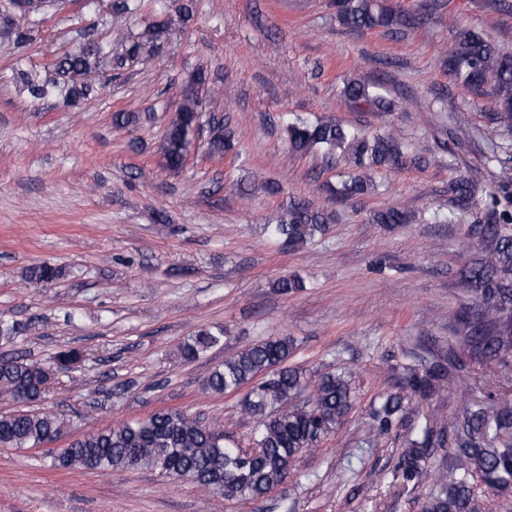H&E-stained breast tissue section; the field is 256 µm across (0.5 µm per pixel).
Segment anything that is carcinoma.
I'll return each mask as SVG.
<instances>
[{
	"mask_svg": "<svg viewBox=\"0 0 512 512\" xmlns=\"http://www.w3.org/2000/svg\"><path fill=\"white\" fill-rule=\"evenodd\" d=\"M336 20L355 30L411 28L418 17L384 5L381 0H334ZM50 7L48 0H0V40L25 43ZM169 34V21L156 16L138 34L115 39H91L75 50L55 57L40 71L19 70V91L42 100L57 98L76 106L93 86L85 78L97 75L112 81V73L145 60L155 43ZM448 73L476 95L491 92L498 103L488 115L486 141L512 138V54L500 50L475 29L457 28L445 59ZM209 82L197 70L185 85L182 101L166 127L162 152L164 166L180 170L188 154L187 132L201 119L199 92ZM341 94L357 110L391 111L376 86L350 78ZM292 151L323 153L331 162L338 152L347 155L354 173L336 190V201L365 197L378 189L375 174L407 163V146L394 127L367 136L356 128L333 121L308 122L298 118L285 126ZM206 154L239 159L234 152V130L225 118L210 117ZM229 187L242 198L258 188L270 197L281 189L259 178L253 185ZM448 195L467 208L481 199L487 222L475 225L473 257L461 269V280L472 295L462 312L464 350L457 353L426 351L418 364L406 369L398 390L379 397L370 409L368 440L376 441L405 428L404 446L392 479L401 492L427 486L420 512H486L491 496L512 495V390L492 380L512 356V181L487 188L461 173L450 178ZM336 223V212L315 206L309 199H291L279 205L268 234L290 251L304 247ZM374 224H408L410 216L396 207L373 213ZM62 268L43 263L29 269L28 279L40 284L62 277ZM24 325L0 319V342L13 344L24 335ZM220 327H203L178 345L188 362L205 356L219 345ZM293 340L269 336L224 359L207 377L214 393H246L244 413L255 422L256 451L241 455L224 433L201 424L200 418L180 410L159 411L91 433L74 441L75 451L58 455L61 468H147L175 478H187L218 497L259 499L288 479L294 463L314 450L345 421L353 405L351 372L344 367L311 383L299 366L288 364ZM86 361L76 348L62 347L50 361L25 355L0 358V397L18 404L40 401L50 390L55 374ZM485 367L486 381L479 394L464 396L448 418L418 409L414 401L428 400L455 382L467 380V365ZM67 427L64 418L46 412L19 410L0 415V447L37 448L57 438ZM451 450V461L433 468L439 451Z\"/></svg>",
	"mask_w": 512,
	"mask_h": 512,
	"instance_id": "1",
	"label": "carcinoma"
}]
</instances>
